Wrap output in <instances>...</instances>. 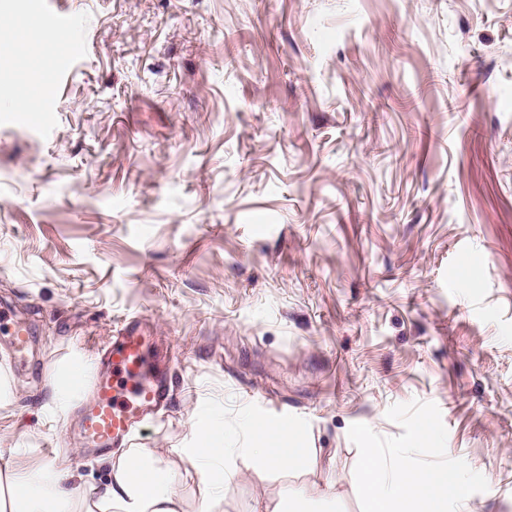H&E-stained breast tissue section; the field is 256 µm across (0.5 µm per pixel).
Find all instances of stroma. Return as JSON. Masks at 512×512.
I'll return each instance as SVG.
<instances>
[{
    "label": "stroma",
    "instance_id": "1",
    "mask_svg": "<svg viewBox=\"0 0 512 512\" xmlns=\"http://www.w3.org/2000/svg\"><path fill=\"white\" fill-rule=\"evenodd\" d=\"M67 36L0 61V448L77 436L115 329L156 330L163 416L133 445L176 469L198 423L232 450L218 512L326 490L361 512L348 437L435 403L446 454L512 512V0H0V41L38 10ZM33 93L31 125L14 103ZM84 379L60 402V376ZM287 419L314 464L257 467L250 424ZM11 317L8 316V312L4 309H0V329L3 330L9 336L13 338L14 348V363H20L26 357V353L29 346L30 329L19 323H9Z\"/></svg>",
    "mask_w": 512,
    "mask_h": 512
}]
</instances>
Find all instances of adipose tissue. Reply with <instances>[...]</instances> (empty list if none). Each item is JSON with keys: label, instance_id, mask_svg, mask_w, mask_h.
I'll list each match as a JSON object with an SVG mask.
<instances>
[{"label": "adipose tissue", "instance_id": "adipose-tissue-1", "mask_svg": "<svg viewBox=\"0 0 512 512\" xmlns=\"http://www.w3.org/2000/svg\"><path fill=\"white\" fill-rule=\"evenodd\" d=\"M253 432L251 455L258 466L297 469L307 463L304 450L284 444L271 424L257 423ZM227 453L221 434L209 425L200 428L196 447L186 451L189 476L206 506L219 501L225 483L234 477L224 467ZM16 456V449L0 448V512H184L174 490L177 470L150 449L127 448L104 456L106 478L100 483L77 476L65 460L22 472Z\"/></svg>", "mask_w": 512, "mask_h": 512}]
</instances>
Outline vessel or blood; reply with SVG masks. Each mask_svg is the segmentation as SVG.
Here are the masks:
<instances>
[{"instance_id":"vessel-or-blood-1","label":"vessel or blood","mask_w":512,"mask_h":512,"mask_svg":"<svg viewBox=\"0 0 512 512\" xmlns=\"http://www.w3.org/2000/svg\"><path fill=\"white\" fill-rule=\"evenodd\" d=\"M0 329L13 338L14 360L26 356L30 330L12 323L0 309ZM156 341L139 322L126 323L102 356L104 370L93 381L94 402L84 412L79 431L89 450L130 443L135 428L169 399L166 370L151 358Z\"/></svg>"}]
</instances>
